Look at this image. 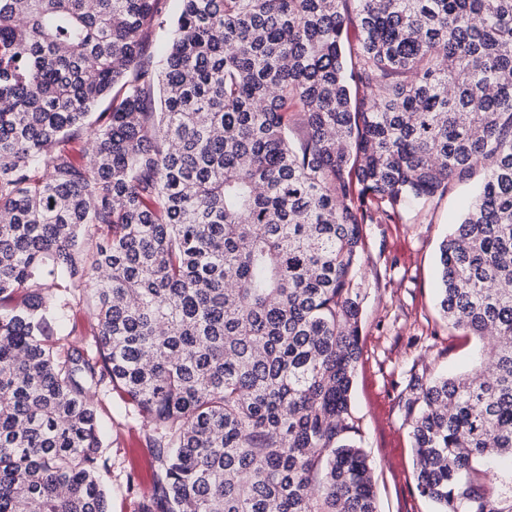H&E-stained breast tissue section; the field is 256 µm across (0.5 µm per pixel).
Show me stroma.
Segmentation results:
<instances>
[{"label": "stroma", "instance_id": "35a3bbf8", "mask_svg": "<svg viewBox=\"0 0 512 512\" xmlns=\"http://www.w3.org/2000/svg\"><path fill=\"white\" fill-rule=\"evenodd\" d=\"M483 169L447 191L363 227L366 247L355 280L359 348L351 409L354 440L371 461L379 512H437L416 489L412 418L405 399L418 377L453 375L478 365L483 340L453 326L438 306V246L483 179ZM110 512H137L141 483L131 482L136 449L146 446L141 418L121 392L98 394Z\"/></svg>", "mask_w": 512, "mask_h": 512}]
</instances>
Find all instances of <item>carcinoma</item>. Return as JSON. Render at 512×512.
<instances>
[{
	"instance_id": "cac0c4a2",
	"label": "carcinoma",
	"mask_w": 512,
	"mask_h": 512,
	"mask_svg": "<svg viewBox=\"0 0 512 512\" xmlns=\"http://www.w3.org/2000/svg\"><path fill=\"white\" fill-rule=\"evenodd\" d=\"M166 2L0 0V512H109L107 386L153 448L138 512H378L362 224L476 167L440 306L493 343L405 404L419 494L512 512V0H177L157 61Z\"/></svg>"
}]
</instances>
